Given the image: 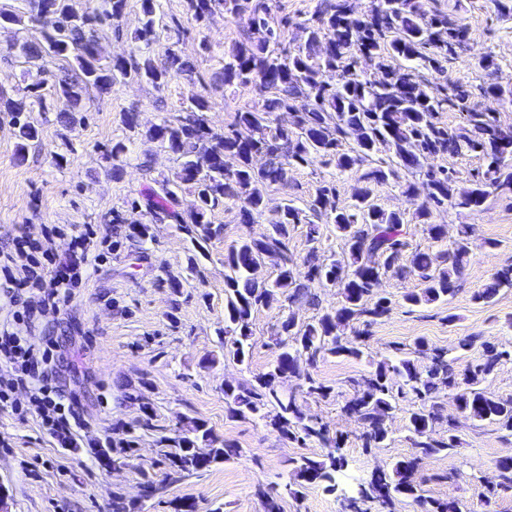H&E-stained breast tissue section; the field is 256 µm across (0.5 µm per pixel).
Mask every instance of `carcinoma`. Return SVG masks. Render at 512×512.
Segmentation results:
<instances>
[{
    "instance_id": "1",
    "label": "carcinoma",
    "mask_w": 512,
    "mask_h": 512,
    "mask_svg": "<svg viewBox=\"0 0 512 512\" xmlns=\"http://www.w3.org/2000/svg\"><path fill=\"white\" fill-rule=\"evenodd\" d=\"M27 2L29 21L40 28L41 39L19 44L17 57L32 66L44 57L71 60L79 78L72 79L64 69L48 91L39 67L22 94L11 97L0 92V114L9 116L16 129L19 159L40 138L37 127L21 121L25 112L36 107L49 110L61 103V122L73 124L76 113L83 111L82 92L89 86L103 92L117 82L134 81L162 90L173 78L192 73V64L175 49H168L162 59L149 51L160 37L175 43L184 32L178 20L164 22L159 0H139L143 24L135 32L136 46L129 56L107 63L98 52L95 31L120 18L128 0H101L100 5L81 12L71 0ZM185 7L188 19L197 23L207 21L217 9L226 19H246L241 39L224 55L219 81L225 85L252 84L260 99L235 113L229 128L222 132L208 125L206 113L212 105L197 95L175 119L165 117L150 127L146 136L175 155L178 167L172 177L157 181V187L149 188L130 206L153 209L160 222L181 224L192 239L203 241L221 233L222 226L213 224L211 216L222 202L238 205L243 224L266 216L264 236L245 238L224 252V357L240 364L250 356L254 311L279 295L291 305L304 302L317 306V290L337 289L336 306L313 321L299 325L292 315L280 321L275 341L281 353L274 368L247 382H224V404L228 417L263 420L284 439L302 444L318 441L329 449L339 448L341 439L330 436L327 425L304 413L299 394L279 391L280 375L299 378L300 394L331 397L335 389L302 367L300 357L306 356V363L312 366L325 354L358 360L368 356L366 331L349 337L341 334V328L351 322L369 326L390 313L391 300L381 292L383 279L392 273L422 281L420 291L403 295L410 307L445 302L458 291L457 283L472 251L469 226L463 225L447 249L419 251L409 263H400L408 246L404 213L379 205L374 188L392 180L402 194L414 200L418 188L402 180V174L415 173L430 156L457 154L465 148L480 152L486 167L466 186L458 185L445 169L427 172L425 198L415 208L414 219L431 239L441 241L447 230L431 221L433 209L449 203L474 210L493 191L512 193V128H501L493 113L470 106L471 93L461 84L454 86L450 99L429 94L426 75L445 73L448 55L465 41L466 28L448 13L427 7L425 0H375L367 14L358 13L352 0H318L310 17L296 24L301 42L292 49L283 46V39L294 24L290 18L274 14L273 0H185ZM365 53L372 55L377 65V72L370 76L357 70V59ZM450 104L466 113V125L457 129L440 125L438 114ZM278 112L292 114L293 130L274 125ZM349 139L355 147L348 150L344 144ZM378 142L391 152L390 163L366 169L364 165ZM126 151L124 141L112 143L114 180L122 176L119 161ZM227 157L235 160L228 171L224 170ZM318 157L335 164L341 173H359L352 208L338 207L335 186L324 182L304 209L290 200L274 210L267 209V191L286 183L292 169ZM184 185L193 190L188 204L178 196ZM312 217L326 219L336 236L344 240L345 249L339 257L323 258L315 224L310 225L306 256L299 259L290 251L291 226ZM154 240L150 226L128 223L120 213H112L113 250L130 243L146 258L145 244ZM258 262L277 269L273 283L253 276L252 267ZM504 288L512 289L509 267L494 273L474 299L488 301ZM477 342L483 348L482 361L463 369L457 358L440 350L433 352L431 364L424 367L407 354L371 362V371L351 381L352 395L343 406L364 425L363 447L386 446L390 440L386 419L400 403L432 402L442 385L455 392L464 418L512 433V399L497 398L481 387L502 360L512 358V351L500 350L477 335L463 339L460 347H472ZM437 420L438 413L432 408L411 410L407 430L414 454L393 462L388 471L373 473L364 496L384 506L401 497L417 502L421 512H460L456 500L427 497L412 478L423 458L457 451L453 425H448V437L431 438ZM151 427L152 409L146 406L144 417L128 426L127 441L114 443L115 454L127 456L138 446L139 431ZM193 432L192 439L163 436L159 440L165 448L164 463L182 476L242 456L243 450L228 440L222 441L220 448H200V441L215 442L212 431L195 426ZM342 466L343 458L333 452L320 460L306 456L290 459V493L297 496L308 484L334 489L336 470ZM497 469L499 481L479 491V497L487 502L512 491V457L499 460Z\"/></svg>"
}]
</instances>
